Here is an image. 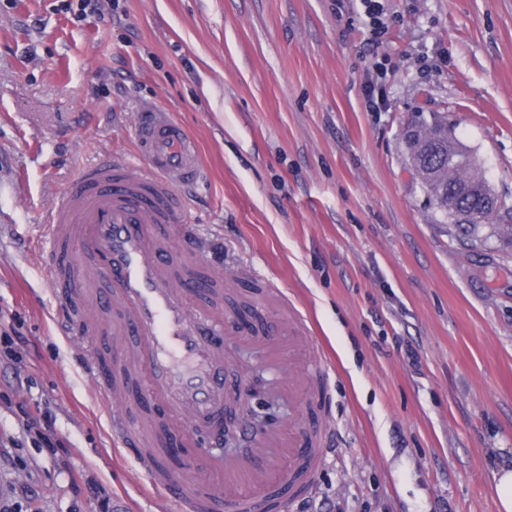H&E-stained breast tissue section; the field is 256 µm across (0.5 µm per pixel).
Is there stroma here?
I'll use <instances>...</instances> for the list:
<instances>
[{
  "mask_svg": "<svg viewBox=\"0 0 512 512\" xmlns=\"http://www.w3.org/2000/svg\"><path fill=\"white\" fill-rule=\"evenodd\" d=\"M0 0V512H172L114 443L102 392L59 332L38 239L84 164L134 160L137 113L170 109L204 180L180 201L224 241V316L286 289L323 344L329 450L282 512H494L512 455V241L457 235L409 170L404 129L447 113L512 224V0ZM378 111H370V102ZM282 355L224 349L292 412ZM61 8L77 21L99 14L100 0H61ZM364 15L368 18L372 42L379 44L378 36L383 29L385 7L382 0H359ZM494 502L497 512H512V458L498 456L492 472Z\"/></svg>",
  "mask_w": 512,
  "mask_h": 512,
  "instance_id": "35a3bbf8",
  "label": "stroma"
}]
</instances>
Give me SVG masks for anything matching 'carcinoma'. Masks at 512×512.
Segmentation results:
<instances>
[{"label":"carcinoma","instance_id":"cac0c4a2","mask_svg":"<svg viewBox=\"0 0 512 512\" xmlns=\"http://www.w3.org/2000/svg\"><path fill=\"white\" fill-rule=\"evenodd\" d=\"M404 139L413 170L436 208L454 217L468 240L483 242L480 229L484 223L477 213L487 181L479 162L457 138L448 115L434 112L430 119L414 122Z\"/></svg>","mask_w":512,"mask_h":512}]
</instances>
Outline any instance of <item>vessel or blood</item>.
I'll return each instance as SVG.
<instances>
[{"label": "vessel or blood", "instance_id": "vessel-or-blood-1", "mask_svg": "<svg viewBox=\"0 0 512 512\" xmlns=\"http://www.w3.org/2000/svg\"><path fill=\"white\" fill-rule=\"evenodd\" d=\"M140 162L103 157L87 163L53 203L43 226L45 277L59 301L62 335L78 339L84 369L96 373L98 350L89 339L81 304L93 300L114 309L96 331L113 336L122 374L107 379L102 405L119 446L175 512H269L279 482L264 494L243 490L263 478L275 435L253 434L247 454L235 460L199 448L195 457L224 471L226 484L210 485L196 469L164 477L148 444L168 443L158 425H133L116 393L139 382V396L162 397L190 428L220 431L224 417V347L207 336L206 311L191 310L180 288L202 265L191 243L178 192L202 174L194 139L166 109L140 113L134 127ZM293 330L296 355L310 356L311 371L326 368L323 347L309 336L302 313L290 300L278 309Z\"/></svg>", "mask_w": 512, "mask_h": 512}]
</instances>
